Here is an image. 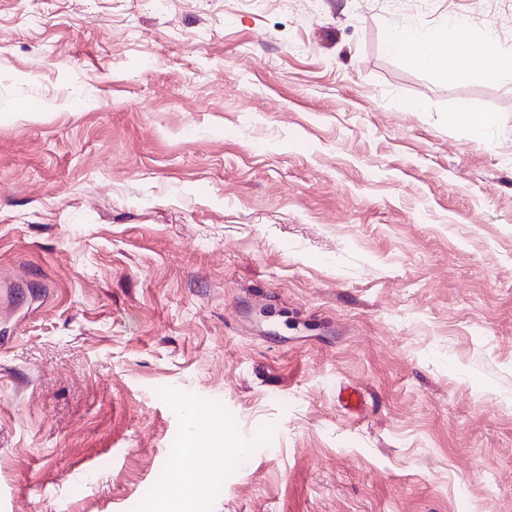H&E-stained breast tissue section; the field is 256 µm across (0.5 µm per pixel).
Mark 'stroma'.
Segmentation results:
<instances>
[{"instance_id": "1", "label": "stroma", "mask_w": 512, "mask_h": 512, "mask_svg": "<svg viewBox=\"0 0 512 512\" xmlns=\"http://www.w3.org/2000/svg\"><path fill=\"white\" fill-rule=\"evenodd\" d=\"M452 15L512 47V0H0V512H512V73L388 45ZM492 122V117L487 114L470 112L466 107H458L448 112V124L463 126L478 136Z\"/></svg>"}]
</instances>
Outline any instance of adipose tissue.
<instances>
[{
	"instance_id": "adipose-tissue-1",
	"label": "adipose tissue",
	"mask_w": 512,
	"mask_h": 512,
	"mask_svg": "<svg viewBox=\"0 0 512 512\" xmlns=\"http://www.w3.org/2000/svg\"><path fill=\"white\" fill-rule=\"evenodd\" d=\"M389 45L411 63L443 78L494 83L512 70V52L500 49L491 36H475L467 21L460 17L449 18L447 30L427 36L410 29L394 31ZM476 47L487 49L484 60L472 56Z\"/></svg>"
}]
</instances>
